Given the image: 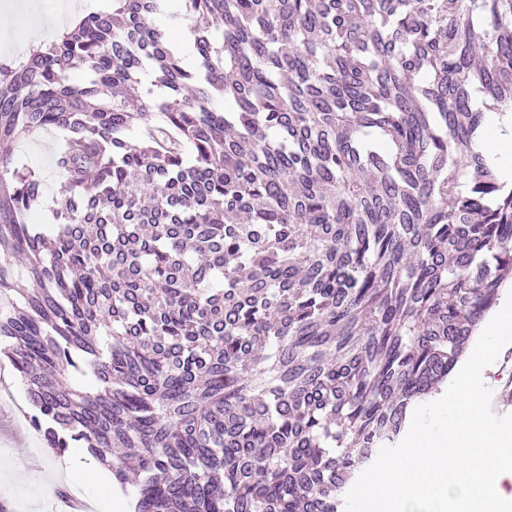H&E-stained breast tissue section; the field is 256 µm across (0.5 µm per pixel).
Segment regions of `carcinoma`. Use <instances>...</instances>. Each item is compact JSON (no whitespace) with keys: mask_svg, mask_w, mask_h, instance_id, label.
Segmentation results:
<instances>
[{"mask_svg":"<svg viewBox=\"0 0 512 512\" xmlns=\"http://www.w3.org/2000/svg\"><path fill=\"white\" fill-rule=\"evenodd\" d=\"M510 100L512 0H112L0 64V141L65 134L44 224L0 153L45 447L141 477L133 512H342L512 277ZM500 109L488 115L491 133L482 141L481 150L494 160L502 179L512 184V102Z\"/></svg>","mask_w":512,"mask_h":512,"instance_id":"obj_1","label":"carcinoma"}]
</instances>
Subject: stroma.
<instances>
[{"label":"stroma","mask_w":512,"mask_h":512,"mask_svg":"<svg viewBox=\"0 0 512 512\" xmlns=\"http://www.w3.org/2000/svg\"><path fill=\"white\" fill-rule=\"evenodd\" d=\"M61 143L62 134L56 131L35 132L9 145L19 162L43 175L50 197L60 188L54 157ZM33 412L19 373L0 355V504L7 512H57L60 498L47 491L52 484L80 495L93 503L97 512H104L111 488L100 487L72 471L80 446H72L61 457L50 455L27 424Z\"/></svg>","instance_id":"obj_1"}]
</instances>
